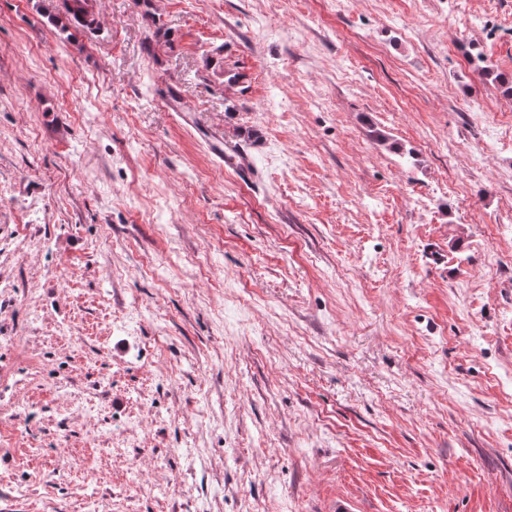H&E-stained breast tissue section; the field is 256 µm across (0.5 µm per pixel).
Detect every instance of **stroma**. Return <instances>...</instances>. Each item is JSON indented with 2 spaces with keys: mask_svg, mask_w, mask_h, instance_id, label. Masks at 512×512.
<instances>
[{
  "mask_svg": "<svg viewBox=\"0 0 512 512\" xmlns=\"http://www.w3.org/2000/svg\"><path fill=\"white\" fill-rule=\"evenodd\" d=\"M99 9L0 0V512H512V0ZM60 8L63 10V16L75 26L92 30L98 17V0H62L58 1Z\"/></svg>",
  "mask_w": 512,
  "mask_h": 512,
  "instance_id": "obj_1",
  "label": "stroma"
}]
</instances>
